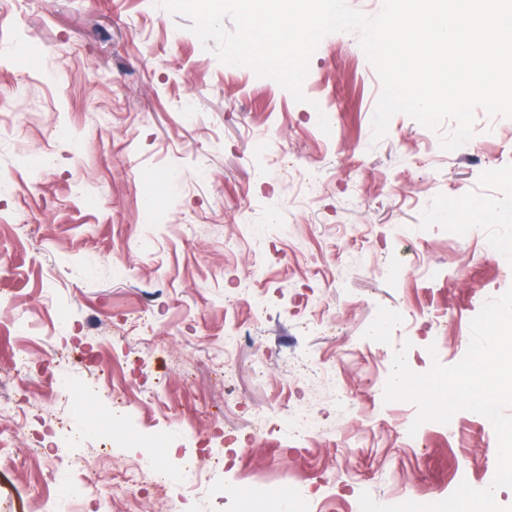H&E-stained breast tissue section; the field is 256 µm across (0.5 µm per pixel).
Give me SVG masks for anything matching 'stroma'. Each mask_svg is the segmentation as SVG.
Returning <instances> with one entry per match:
<instances>
[{
	"label": "stroma",
	"mask_w": 512,
	"mask_h": 512,
	"mask_svg": "<svg viewBox=\"0 0 512 512\" xmlns=\"http://www.w3.org/2000/svg\"><path fill=\"white\" fill-rule=\"evenodd\" d=\"M155 0H0V367L18 352L91 387L98 352L126 403L93 410L131 442L71 445L54 421L73 401L50 382L28 454L0 450V512H41L36 487L65 482L89 461L105 488L140 456H162L170 479L112 512H235L237 495L289 492L293 512H350L362 493L381 505L422 503L461 483L492 482L497 438L483 415L407 435L418 413L385 402L383 368L405 351L416 373L451 366L470 323L512 286L487 240L512 244V119L476 110L474 136L454 153L444 122L392 117L373 140L381 83L354 32L325 36L308 64L304 101L251 68L226 65ZM282 144L281 156L265 140ZM320 191H304L307 173ZM489 222H480L481 213ZM286 231L265 239L269 215ZM475 223L465 246L451 225ZM270 310L253 322L251 298ZM314 307L309 326L292 311ZM250 340L224 358L231 324ZM310 352L314 374L294 352ZM137 358L122 370L123 356ZM322 427L296 447L259 436L284 410ZM238 442L237 470L208 469L180 488L181 462Z\"/></svg>",
	"instance_id": "obj_1"
}]
</instances>
